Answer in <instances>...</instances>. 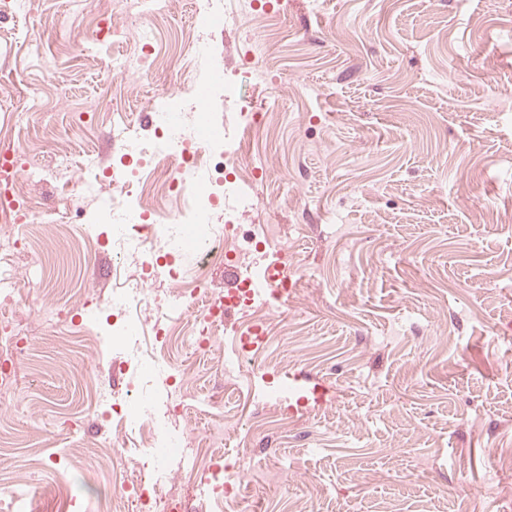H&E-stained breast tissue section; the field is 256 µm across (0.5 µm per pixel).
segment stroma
Wrapping results in <instances>:
<instances>
[{
  "mask_svg": "<svg viewBox=\"0 0 512 512\" xmlns=\"http://www.w3.org/2000/svg\"><path fill=\"white\" fill-rule=\"evenodd\" d=\"M106 0H16L0 12V149L28 153L22 176L35 208L64 209L60 179L116 155L117 127L141 126L151 88L173 81L193 128L200 110L232 136L243 111L266 113L253 136V231L280 228L298 286L268 319L256 358L268 371L300 367L334 392L324 406L256 429L261 374L228 373L235 311L201 354L187 319L144 308L136 338L86 331L90 315L139 272L112 264L106 225L30 224L26 246L0 253L17 279L0 321L29 349L10 370L27 413L0 407V512H128L115 487L164 470L185 512H512V474L488 451L512 449V0H272L252 11L227 0L224 26L194 24L193 0L143 20L152 36L142 81L100 82L133 51L106 44L79 54ZM208 45L236 91L207 107L192 87ZM267 68L249 73L245 56ZM104 96L111 112L78 127L72 115ZM194 258L155 263L150 295L174 301L192 286ZM167 318L170 343L153 328ZM184 370L189 414L173 413L170 380ZM144 397V424H113L115 400ZM194 431L197 469L154 466L150 432ZM249 450L225 499L202 478L218 456Z\"/></svg>",
  "mask_w": 512,
  "mask_h": 512,
  "instance_id": "35a3bbf8",
  "label": "stroma"
}]
</instances>
